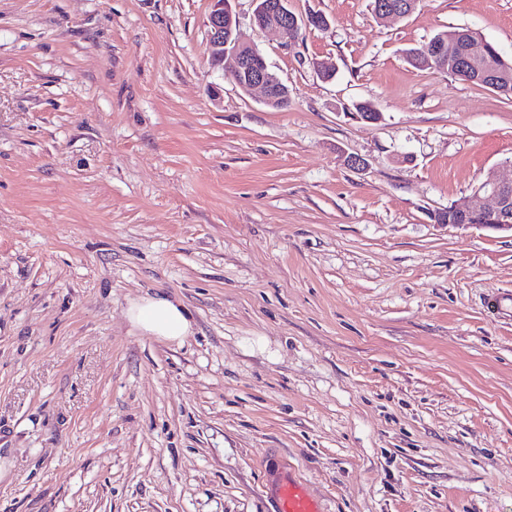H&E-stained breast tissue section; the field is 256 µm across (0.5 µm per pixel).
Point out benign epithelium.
Instances as JSON below:
<instances>
[{
  "label": "benign epithelium",
  "instance_id": "benign-epithelium-1",
  "mask_svg": "<svg viewBox=\"0 0 512 512\" xmlns=\"http://www.w3.org/2000/svg\"><path fill=\"white\" fill-rule=\"evenodd\" d=\"M208 15L211 61L215 66L224 65L227 57L234 59L230 77L244 93L261 94V101L276 108L288 99V87L273 73L258 49L240 40L237 19L233 14L231 0H210ZM256 8L254 23L262 28H271L281 35L287 45L298 39L299 17L288 7L289 0H254ZM418 0H404L396 7L378 6L384 17H404L415 7ZM421 55L428 63H437L451 68L454 75L471 81H479L490 87L496 83V73L488 70L483 52L471 45L460 31L444 33L434 38L423 48ZM451 212L462 218V225L494 231L512 232V177L498 170L487 173L477 184L469 203L463 208L450 207Z\"/></svg>",
  "mask_w": 512,
  "mask_h": 512
}]
</instances>
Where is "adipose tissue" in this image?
Returning a JSON list of instances; mask_svg holds the SVG:
<instances>
[{
  "mask_svg": "<svg viewBox=\"0 0 512 512\" xmlns=\"http://www.w3.org/2000/svg\"><path fill=\"white\" fill-rule=\"evenodd\" d=\"M127 319L141 333L169 342H182L192 331L185 307L167 296L147 295L133 302Z\"/></svg>",
  "mask_w": 512,
  "mask_h": 512,
  "instance_id": "obj_1",
  "label": "adipose tissue"
}]
</instances>
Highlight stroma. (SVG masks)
<instances>
[{
	"instance_id": "obj_1",
	"label": "stroma",
	"mask_w": 512,
	"mask_h": 512,
	"mask_svg": "<svg viewBox=\"0 0 512 512\" xmlns=\"http://www.w3.org/2000/svg\"><path fill=\"white\" fill-rule=\"evenodd\" d=\"M290 6L329 28L233 4L272 109L210 0H0V512H272L270 455L326 512H512V235L431 217L512 160V100L405 56L512 59V0ZM148 294L190 336L133 330ZM232 0H210L208 15L211 61L224 67L228 56L234 59L230 77L245 94L259 92L261 101L270 108H277L288 99V87L273 73L258 49L240 40L237 19L233 14ZM254 23L262 29L271 28L291 46L298 39L300 18L288 7L289 0H254ZM301 21V20H300ZM127 319L141 333L169 342H182L192 331L185 307L167 296L146 295L133 302Z\"/></svg>"
}]
</instances>
